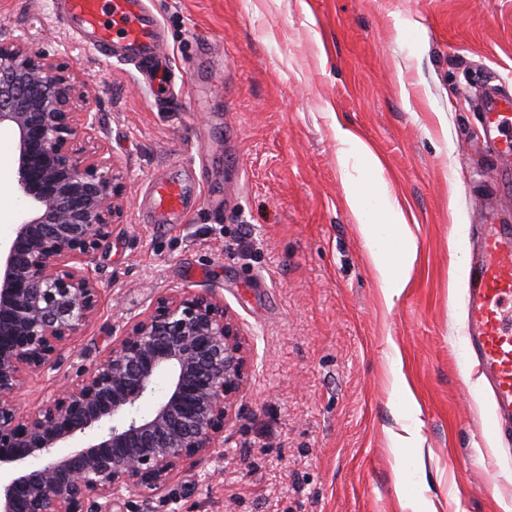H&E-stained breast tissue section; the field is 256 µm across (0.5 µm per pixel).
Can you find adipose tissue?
Instances as JSON below:
<instances>
[{"instance_id": "adipose-tissue-1", "label": "adipose tissue", "mask_w": 512, "mask_h": 512, "mask_svg": "<svg viewBox=\"0 0 512 512\" xmlns=\"http://www.w3.org/2000/svg\"><path fill=\"white\" fill-rule=\"evenodd\" d=\"M339 160L360 156L365 167L357 179L343 183L345 202L356 217L359 232L371 248L374 266L386 302H393L406 288L416 257V245L405 216L388 196L382 166L367 146L344 128H337Z\"/></svg>"}]
</instances>
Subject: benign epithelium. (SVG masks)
<instances>
[{
  "mask_svg": "<svg viewBox=\"0 0 512 512\" xmlns=\"http://www.w3.org/2000/svg\"><path fill=\"white\" fill-rule=\"evenodd\" d=\"M89 94L76 68L0 41V133L14 141V191L29 207L0 255V512H112L130 492L163 495L224 447L250 368L224 300L174 288L72 382L21 407L19 392L61 367L96 319L94 254L123 207ZM162 376L165 393L141 413ZM67 441L81 446L57 455Z\"/></svg>",
  "mask_w": 512,
  "mask_h": 512,
  "instance_id": "7a95c632",
  "label": "benign epithelium"
}]
</instances>
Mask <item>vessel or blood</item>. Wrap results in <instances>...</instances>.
<instances>
[{"instance_id": "b4317fda", "label": "vessel or blood", "mask_w": 512, "mask_h": 512, "mask_svg": "<svg viewBox=\"0 0 512 512\" xmlns=\"http://www.w3.org/2000/svg\"><path fill=\"white\" fill-rule=\"evenodd\" d=\"M57 23L75 31L98 52L119 53L153 70L165 84L163 31L144 0H54ZM485 143L498 160L512 159V84L487 86L480 96ZM155 209L180 215L184 199L173 185L156 187ZM481 221L469 230L466 347L492 390L489 433L512 438V225L497 223L494 208L481 202Z\"/></svg>"}]
</instances>
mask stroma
<instances>
[{
	"mask_svg": "<svg viewBox=\"0 0 512 512\" xmlns=\"http://www.w3.org/2000/svg\"><path fill=\"white\" fill-rule=\"evenodd\" d=\"M147 4L166 33L164 96L60 27L51 0H0V39L90 79L124 197L94 261L97 320L21 402L71 381L158 296L211 291L252 361L224 445L123 512H401L404 494L433 512L512 508V457L488 446L487 404L472 397L465 298H448L450 240L492 175L475 157L473 94L512 83V0ZM339 124L380 159L416 242L391 306L344 199ZM162 178L187 188L174 224L145 214ZM395 360L418 421L390 397ZM414 423L419 450L396 457L393 435Z\"/></svg>",
	"mask_w": 512,
	"mask_h": 512,
	"instance_id": "1",
	"label": "stroma"
}]
</instances>
